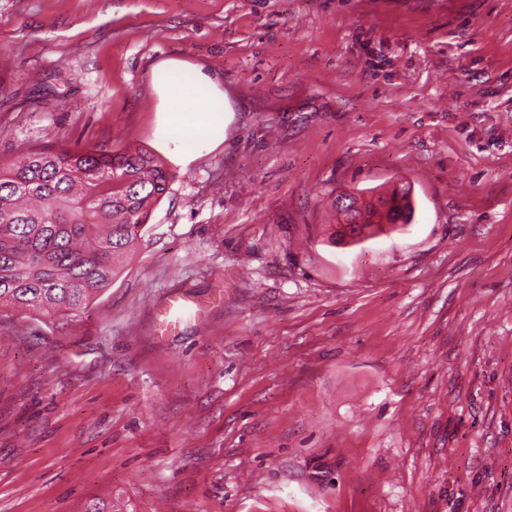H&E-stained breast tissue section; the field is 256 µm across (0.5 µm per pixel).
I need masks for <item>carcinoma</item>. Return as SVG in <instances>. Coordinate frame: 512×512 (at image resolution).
Wrapping results in <instances>:
<instances>
[{"instance_id":"carcinoma-1","label":"carcinoma","mask_w":512,"mask_h":512,"mask_svg":"<svg viewBox=\"0 0 512 512\" xmlns=\"http://www.w3.org/2000/svg\"><path fill=\"white\" fill-rule=\"evenodd\" d=\"M170 182L147 150L25 153L0 167V306L49 314L78 310L121 272ZM408 190L387 213L370 203L356 224L410 223Z\"/></svg>"}]
</instances>
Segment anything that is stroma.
Segmentation results:
<instances>
[{
    "mask_svg": "<svg viewBox=\"0 0 512 512\" xmlns=\"http://www.w3.org/2000/svg\"><path fill=\"white\" fill-rule=\"evenodd\" d=\"M167 58L230 103L188 160ZM61 147L171 180L85 308L0 310V512H512V0H0V163ZM413 205L409 197L408 190L403 188L400 193L394 190L391 194V206L387 213H380L375 210L371 203L365 204L354 210L352 215L356 224L366 228H371L374 224H409L412 219ZM373 217L378 218L377 222L367 223Z\"/></svg>",
    "mask_w": 512,
    "mask_h": 512,
    "instance_id": "stroma-1",
    "label": "stroma"
}]
</instances>
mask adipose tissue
<instances>
[{
    "instance_id": "1",
    "label": "adipose tissue",
    "mask_w": 512,
    "mask_h": 512,
    "mask_svg": "<svg viewBox=\"0 0 512 512\" xmlns=\"http://www.w3.org/2000/svg\"><path fill=\"white\" fill-rule=\"evenodd\" d=\"M159 109L165 112L176 147L191 158L202 140L223 130L229 104L220 82L197 67L169 59L157 66Z\"/></svg>"
}]
</instances>
